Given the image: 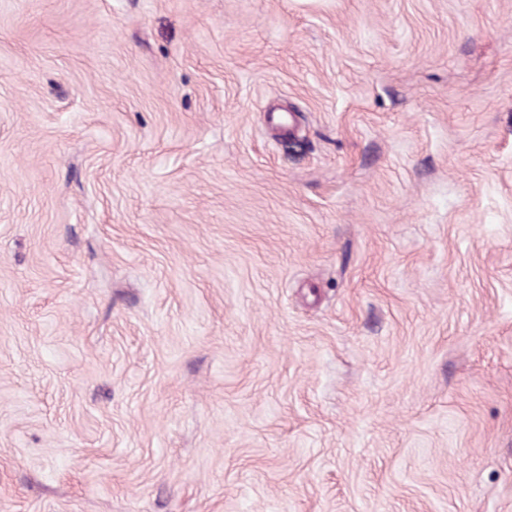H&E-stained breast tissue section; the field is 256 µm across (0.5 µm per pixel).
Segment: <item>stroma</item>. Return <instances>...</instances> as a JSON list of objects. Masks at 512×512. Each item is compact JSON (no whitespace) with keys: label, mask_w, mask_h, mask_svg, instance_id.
<instances>
[{"label":"stroma","mask_w":512,"mask_h":512,"mask_svg":"<svg viewBox=\"0 0 512 512\" xmlns=\"http://www.w3.org/2000/svg\"><path fill=\"white\" fill-rule=\"evenodd\" d=\"M0 512H512V0H0Z\"/></svg>","instance_id":"obj_1"}]
</instances>
